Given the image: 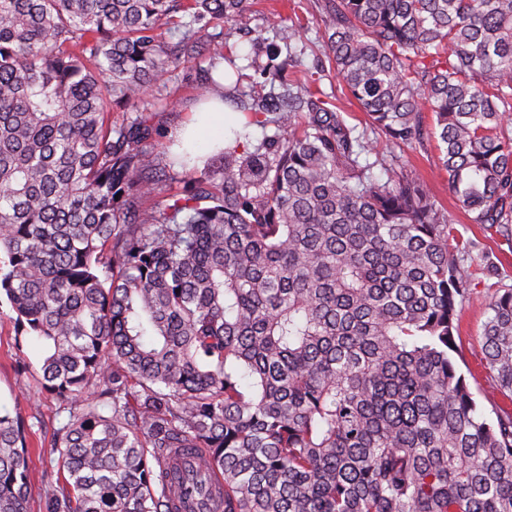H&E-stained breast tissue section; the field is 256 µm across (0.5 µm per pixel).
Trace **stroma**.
<instances>
[{
    "label": "stroma",
    "instance_id": "35a3bbf8",
    "mask_svg": "<svg viewBox=\"0 0 512 512\" xmlns=\"http://www.w3.org/2000/svg\"><path fill=\"white\" fill-rule=\"evenodd\" d=\"M325 0H251L243 18L225 23L221 39L224 57L220 70L238 72L237 92L245 103L262 99L268 111L283 104L288 93V82L302 78L304 71L320 67L322 47L318 33L322 31ZM292 26L293 45L300 53L302 65L287 68L286 84L254 88L258 67L268 61L270 47L266 40L272 22ZM208 57H200L174 73L159 77L158 86L167 89L168 98L152 100L147 112L148 123L155 134L152 138L159 163L165 164L177 140L176 132L190 112L196 111L205 96L223 95V88L206 80ZM378 158L399 156L414 178L430 187L440 209L459 230L463 241L476 245L484 255L483 263L464 260L461 268L469 276L474 293L465 300L459 311V334L456 338L460 358L458 365L465 373L476 399L484 409L500 404L493 393L490 375L481 363L479 347L482 326L488 317V304L500 289L512 288V238L485 230L469 223L448 190L447 176L435 164L436 142L424 137L411 145H398L385 137H377L374 145ZM43 360V349L38 342H17L8 301L0 302V407L20 410L30 425L27 434L28 459L27 512H45L42 488L56 480L58 471L53 460L52 442L57 431L67 422L68 413L54 396L47 393L35 371Z\"/></svg>",
    "mask_w": 512,
    "mask_h": 512
}]
</instances>
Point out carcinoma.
Here are the masks:
<instances>
[{
	"label": "carcinoma",
	"instance_id": "carcinoma-1",
	"mask_svg": "<svg viewBox=\"0 0 512 512\" xmlns=\"http://www.w3.org/2000/svg\"><path fill=\"white\" fill-rule=\"evenodd\" d=\"M248 5L0 0V293L72 409L46 509L512 512V410L488 416L456 360L467 246L397 162L373 175L317 79L277 134L233 131L164 192L147 96ZM323 24L369 132L411 144L431 115L457 205L509 235L512 0H328ZM488 309L512 401V288ZM28 429L0 412V512H26Z\"/></svg>",
	"mask_w": 512,
	"mask_h": 512
}]
</instances>
